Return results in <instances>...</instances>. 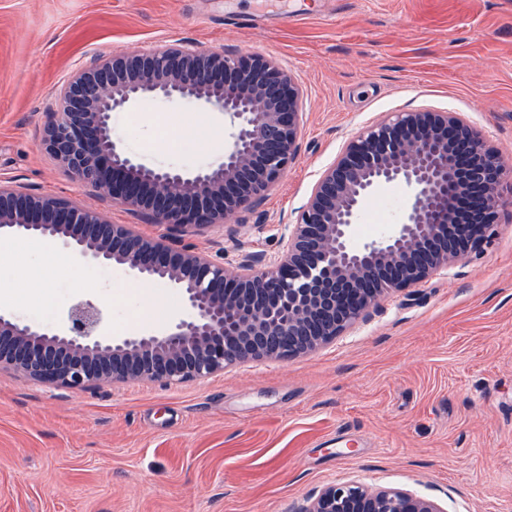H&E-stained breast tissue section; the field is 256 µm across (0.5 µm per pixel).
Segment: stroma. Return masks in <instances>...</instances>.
<instances>
[{"instance_id": "stroma-1", "label": "stroma", "mask_w": 512, "mask_h": 512, "mask_svg": "<svg viewBox=\"0 0 512 512\" xmlns=\"http://www.w3.org/2000/svg\"><path fill=\"white\" fill-rule=\"evenodd\" d=\"M178 44L256 52L290 69L302 93L299 152L274 190L223 226L184 243L277 255L319 173L345 143L393 112L461 113L512 167V0H0V185L74 200L148 237L140 211L100 196L43 152L46 114L77 69L117 52ZM210 108L147 97L113 112L118 149L155 170L196 172L220 156L195 139ZM155 121L160 146L142 123ZM360 245L403 222L400 184ZM487 251L422 285L384 296L350 331L289 360L242 363L201 381L97 383L82 389L0 367V512H299L323 487L350 481L437 500L446 512H512V198ZM51 276V297L22 269L0 294H24L12 316L55 326L90 295L108 336L140 314L153 332L180 290L86 267Z\"/></svg>"}]
</instances>
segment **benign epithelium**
<instances>
[{"mask_svg": "<svg viewBox=\"0 0 512 512\" xmlns=\"http://www.w3.org/2000/svg\"><path fill=\"white\" fill-rule=\"evenodd\" d=\"M192 99L228 117L232 143L193 174L155 171L122 156L112 112L141 97ZM300 93L293 74L257 53L228 56L164 45L114 55L75 73L41 147L76 180L169 230L149 239L76 201L0 185V233L53 238L83 265H117L183 294L162 334L103 336L106 313L80 297L53 328L0 313V365L85 388L97 381L201 379L224 367L311 352L364 319L383 292L416 287L480 256L498 239L500 194L512 171L457 112L395 113L350 140L316 179L274 260L243 251L233 266L182 237L219 227L271 191L298 155ZM401 182L413 195L406 222L378 241L350 244L369 191ZM477 213L470 241L448 235L457 201ZM298 512H445L435 500L360 482L324 488Z\"/></svg>", "mask_w": 512, "mask_h": 512, "instance_id": "1", "label": "benign epithelium"}]
</instances>
